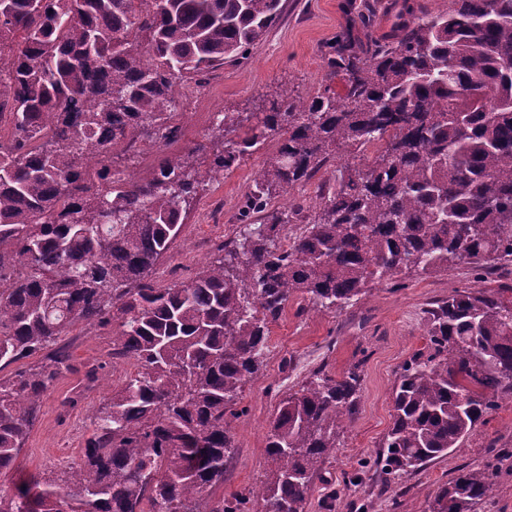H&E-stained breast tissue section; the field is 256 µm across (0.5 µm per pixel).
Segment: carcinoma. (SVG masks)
<instances>
[{"label": "carcinoma", "instance_id": "1", "mask_svg": "<svg viewBox=\"0 0 512 512\" xmlns=\"http://www.w3.org/2000/svg\"><path fill=\"white\" fill-rule=\"evenodd\" d=\"M390 34L348 33L326 79L284 89L253 118L216 123L227 172L277 139L224 255L181 285L155 267L181 232L201 175L165 147L181 135L178 84L238 60L281 19L282 0H0V372L77 322L118 324L136 371L94 415L82 460L0 491V512H303L311 481L357 410L361 371L313 370L267 424L266 479L207 509L235 446L229 417L261 368L269 325L291 297L342 310L401 274L512 258V0L395 4ZM346 81L344 93L331 81ZM157 147L148 180L114 177L113 156ZM347 159L316 203L275 200ZM260 215V223L249 222ZM288 224L303 225L282 243ZM512 293L463 288L425 310L429 344L403 365L376 463L388 481L460 447L512 395ZM67 360L0 375V473L13 469ZM488 469L442 486L427 512H475Z\"/></svg>", "mask_w": 512, "mask_h": 512}]
</instances>
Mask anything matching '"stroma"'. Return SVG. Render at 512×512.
Masks as SVG:
<instances>
[{
	"label": "stroma",
	"instance_id": "1",
	"mask_svg": "<svg viewBox=\"0 0 512 512\" xmlns=\"http://www.w3.org/2000/svg\"><path fill=\"white\" fill-rule=\"evenodd\" d=\"M283 3L282 22L250 48L246 58L207 73L199 95L176 104L184 114L183 136L169 151L189 156L204 187L187 209L170 258L155 271L160 286L190 282L217 257L224 241L240 228L242 204L265 154L276 147L268 142L232 172L211 174L213 155L222 148L218 114L267 111L286 87L308 97L325 78L322 54L327 46L350 30L380 36L393 20L392 0ZM363 13L371 16L372 27L363 28ZM196 141L206 142V151L189 154ZM506 285L512 286V260L489 273L464 263L439 274L405 276L400 287L383 282L358 303L337 311L291 299L270 329L261 370L243 387L241 414L230 421L237 452L210 501L249 493L264 480L269 468L267 424L284 392L298 388L317 367L336 377L356 365L362 374L358 411L345 426L335 455L314 478L303 512H426L440 487L459 470L470 468H487L496 475L493 498L477 512H512V397L499 399L460 448L399 483L385 484L365 466L375 458L391 424V394L398 374L412 353L427 345L424 308L461 287ZM60 344L70 356V369L45 395L16 471L0 475V490H13L17 478H51L79 463L96 410L134 369L133 360L113 357L111 329L79 322Z\"/></svg>",
	"mask_w": 512,
	"mask_h": 512
}]
</instances>
